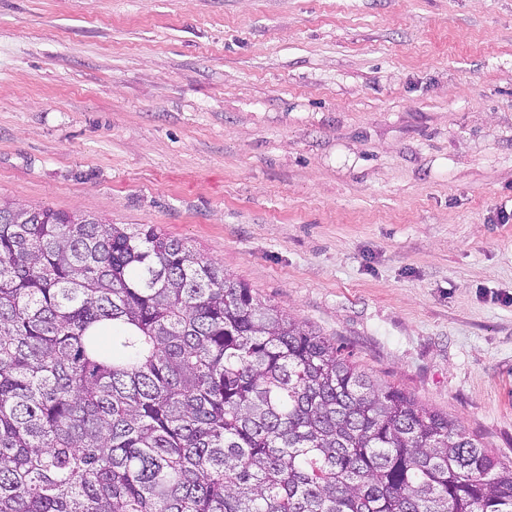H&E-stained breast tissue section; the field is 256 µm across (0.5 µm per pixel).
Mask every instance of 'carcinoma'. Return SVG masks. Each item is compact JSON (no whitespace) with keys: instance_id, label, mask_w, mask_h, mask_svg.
<instances>
[{"instance_id":"carcinoma-1","label":"carcinoma","mask_w":512,"mask_h":512,"mask_svg":"<svg viewBox=\"0 0 512 512\" xmlns=\"http://www.w3.org/2000/svg\"><path fill=\"white\" fill-rule=\"evenodd\" d=\"M0 512H512V465L181 241L0 204Z\"/></svg>"}]
</instances>
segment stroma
Segmentation results:
<instances>
[{
    "label": "stroma",
    "instance_id": "1",
    "mask_svg": "<svg viewBox=\"0 0 512 512\" xmlns=\"http://www.w3.org/2000/svg\"><path fill=\"white\" fill-rule=\"evenodd\" d=\"M0 200L160 228L512 462V0H0Z\"/></svg>",
    "mask_w": 512,
    "mask_h": 512
}]
</instances>
